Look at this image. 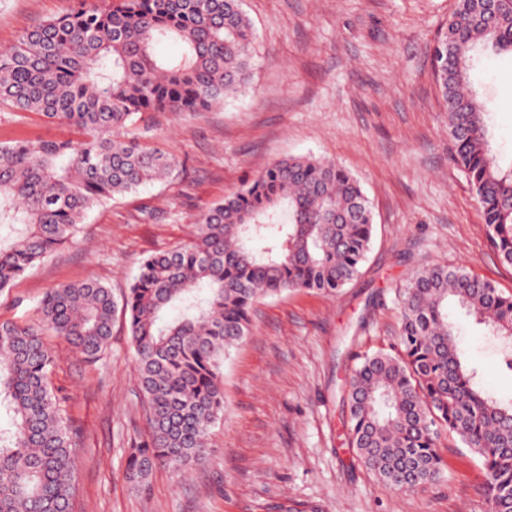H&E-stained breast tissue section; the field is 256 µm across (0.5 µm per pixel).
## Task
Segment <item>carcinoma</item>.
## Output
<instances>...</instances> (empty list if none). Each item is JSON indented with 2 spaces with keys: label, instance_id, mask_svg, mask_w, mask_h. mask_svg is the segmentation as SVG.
<instances>
[{
  "label": "carcinoma",
  "instance_id": "1",
  "mask_svg": "<svg viewBox=\"0 0 512 512\" xmlns=\"http://www.w3.org/2000/svg\"><path fill=\"white\" fill-rule=\"evenodd\" d=\"M180 44L179 55L156 47ZM452 44V51L446 45ZM254 32L241 0H75L0 53V107L71 127L83 139L0 143V293L72 241L95 205L165 178L176 160L129 136L146 113L200 112L245 90ZM512 54V0H457L433 72L455 162L491 246L512 265V169L489 145L488 112L470 83L480 51ZM373 213L359 181L312 156L274 162L194 222L189 242L146 258L122 312L148 403V438L127 462L153 469L202 460L224 411V354L250 333L255 305L288 291L333 294L361 272ZM455 301L502 342L512 373V296L465 270L413 272L400 294L397 346L358 357L346 385L347 446L400 491L441 478L439 441L455 434L488 477L491 512H512V396L469 366L448 320ZM31 324L0 321V512H71L78 432L51 386L43 337L94 361L116 304L94 280L48 290Z\"/></svg>",
  "mask_w": 512,
  "mask_h": 512
}]
</instances>
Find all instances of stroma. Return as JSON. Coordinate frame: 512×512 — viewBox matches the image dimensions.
<instances>
[{
    "label": "stroma",
    "mask_w": 512,
    "mask_h": 512,
    "mask_svg": "<svg viewBox=\"0 0 512 512\" xmlns=\"http://www.w3.org/2000/svg\"><path fill=\"white\" fill-rule=\"evenodd\" d=\"M456 0H242L255 33L249 87L205 112L158 115L143 144L173 155L162 181L94 206L80 233L0 293V321H38L62 283L94 279L122 299L149 255L188 241L200 212L273 162L314 155L362 185L374 212L360 275L333 294L291 291L255 307L249 336L224 360V415L206 458L158 467L145 487L126 477L146 402L127 325L115 315L92 363L56 336L52 386L82 432L72 512H490L481 463L442 437L439 482L397 491L346 444L344 383L358 356L391 350L398 291L411 272L465 268L512 295V266L490 245L472 186L450 156L447 115L430 51ZM70 0H0V52ZM492 147L512 167V59L472 72ZM67 127L0 109V142L69 136ZM461 349L489 388L512 394L500 346L456 305Z\"/></svg>",
    "instance_id": "obj_1"
}]
</instances>
